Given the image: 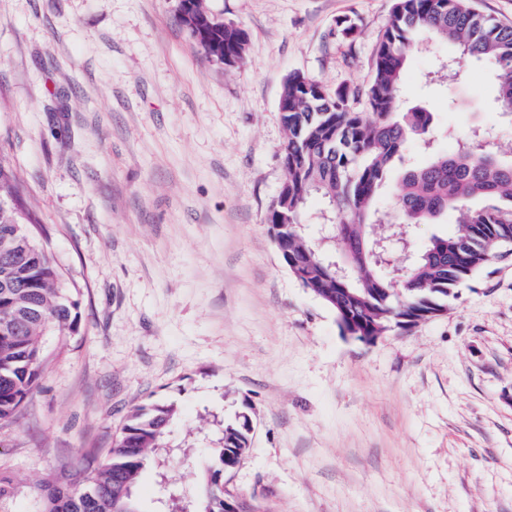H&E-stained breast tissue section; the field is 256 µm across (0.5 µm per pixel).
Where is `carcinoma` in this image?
<instances>
[{
    "instance_id": "1",
    "label": "carcinoma",
    "mask_w": 512,
    "mask_h": 512,
    "mask_svg": "<svg viewBox=\"0 0 512 512\" xmlns=\"http://www.w3.org/2000/svg\"><path fill=\"white\" fill-rule=\"evenodd\" d=\"M204 52L219 47L241 61L242 30L209 14ZM429 40L454 45L459 56L439 71H455L466 59L494 70L495 108L512 112V26L477 13L469 0H394L391 19L373 57L364 89L329 90L297 72L288 75L280 100L286 133L285 180L269 213L271 223L287 222L282 261L293 277L360 336H381L446 310L456 289L493 260L512 253V162L488 150V133L474 128L455 139L450 151L435 145L434 115L422 106L401 110V82L408 58ZM364 97L368 111L354 107ZM416 147L428 162L411 161ZM399 171L394 219L376 207L379 190ZM326 204L335 240L319 245L301 224L312 197ZM0 425L13 422L37 388L41 339L63 332L77 315L73 289L64 287L52 256L23 228L38 223L27 210L12 173L0 163ZM473 200L483 201L473 207ZM458 213L457 230L434 235L410 262L391 263L387 239L409 233L415 224ZM178 413L173 402L136 406L119 440L87 475L66 485L40 481L34 489L43 512H146L135 485L150 461L166 452L167 429ZM251 418L237 413L224 421L222 437L201 473L200 492L188 499L167 490L164 512H226L224 471L238 465L250 448Z\"/></svg>"
}]
</instances>
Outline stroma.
<instances>
[{
    "label": "stroma",
    "mask_w": 512,
    "mask_h": 512,
    "mask_svg": "<svg viewBox=\"0 0 512 512\" xmlns=\"http://www.w3.org/2000/svg\"><path fill=\"white\" fill-rule=\"evenodd\" d=\"M204 3L247 32L238 67L206 57L178 0H0V159L78 314L45 334L39 385L0 426L10 512H40L34 482L65 461L90 473L128 412L160 400L179 414L139 478L149 512L161 473L194 492L240 411L254 432L224 496L242 512H512V256L444 313L366 343L302 288L270 230L286 76L367 85L393 0ZM451 51L411 57L406 105L427 101L439 148L480 126L512 160L487 65L426 88Z\"/></svg>",
    "instance_id": "1"
}]
</instances>
